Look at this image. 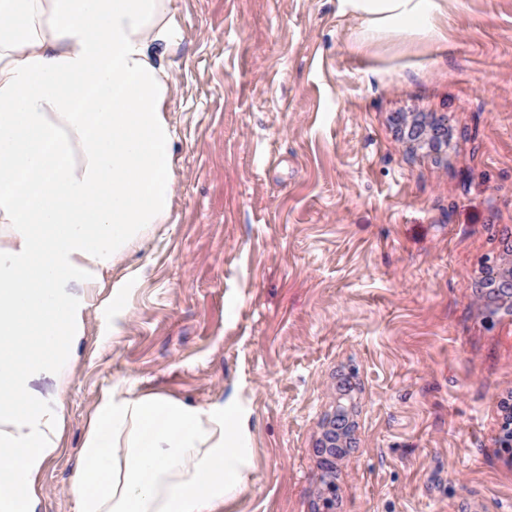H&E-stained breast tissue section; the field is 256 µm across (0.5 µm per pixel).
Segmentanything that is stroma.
<instances>
[{
	"instance_id": "stroma-1",
	"label": "stroma",
	"mask_w": 512,
	"mask_h": 512,
	"mask_svg": "<svg viewBox=\"0 0 512 512\" xmlns=\"http://www.w3.org/2000/svg\"><path fill=\"white\" fill-rule=\"evenodd\" d=\"M173 219L95 289L41 512L121 384L233 407L251 476L219 512H512V0H445L437 41L361 42L339 0H175ZM447 120L410 144L401 116ZM123 304L115 306L113 289ZM353 441L325 460L337 404ZM411 142H429L437 147L440 144L447 145L448 141V124L446 121L437 122L433 126L427 127L418 125L416 119H413L409 125ZM483 284L487 289L486 297L508 304V312H512V261L510 260L484 273Z\"/></svg>"
}]
</instances>
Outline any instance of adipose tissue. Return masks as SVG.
Here are the masks:
<instances>
[{
	"label": "adipose tissue",
	"mask_w": 512,
	"mask_h": 512,
	"mask_svg": "<svg viewBox=\"0 0 512 512\" xmlns=\"http://www.w3.org/2000/svg\"><path fill=\"white\" fill-rule=\"evenodd\" d=\"M360 34L435 37L441 0H341ZM173 0H0V512H39L88 293L171 220ZM77 285L74 293L65 292ZM52 373L58 401L30 388ZM72 484L78 512H216L250 478L232 409L113 391Z\"/></svg>",
	"instance_id": "obj_1"
}]
</instances>
